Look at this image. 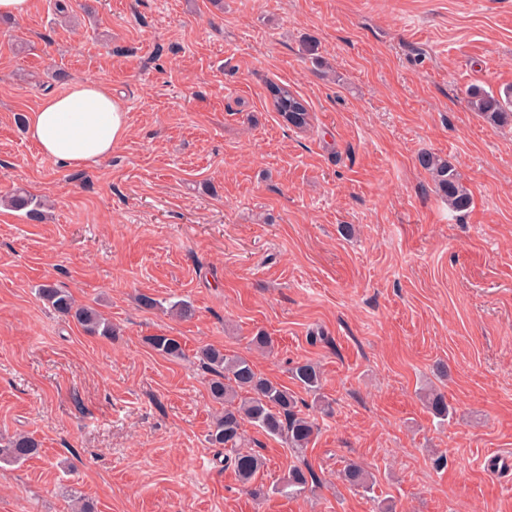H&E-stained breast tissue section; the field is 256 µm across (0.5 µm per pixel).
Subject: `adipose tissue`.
Instances as JSON below:
<instances>
[{
  "label": "adipose tissue",
  "instance_id": "adipose-tissue-1",
  "mask_svg": "<svg viewBox=\"0 0 512 512\" xmlns=\"http://www.w3.org/2000/svg\"><path fill=\"white\" fill-rule=\"evenodd\" d=\"M127 132L121 102L108 86L94 79L47 97L27 122V134L41 152L70 169L108 158Z\"/></svg>",
  "mask_w": 512,
  "mask_h": 512
}]
</instances>
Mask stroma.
Listing matches in <instances>:
<instances>
[{"label":"stroma","mask_w":512,"mask_h":512,"mask_svg":"<svg viewBox=\"0 0 512 512\" xmlns=\"http://www.w3.org/2000/svg\"><path fill=\"white\" fill-rule=\"evenodd\" d=\"M87 79L128 134L66 169L25 119ZM275 85L309 127L285 126ZM473 86L512 90V0H32L0 19V438L42 444L0 467V512H512V467L488 464L512 455V126L471 109ZM425 151L456 165L468 210L436 193ZM18 188L42 221L2 205ZM44 283L116 336L51 311ZM206 345L295 392L318 424L304 455L248 424L262 468L245 485L225 466ZM349 461L372 491L341 482ZM303 462L306 494L273 493ZM274 106L276 112L289 126L297 129L306 128L311 119V114L301 99H299L287 87L276 86L273 89ZM293 379L298 382L307 392L314 394L317 397V402L320 403V409L325 415L330 413L329 403L319 396L321 389V374L317 366L312 363L305 362L297 364L292 368Z\"/></svg>","instance_id":"stroma-1"}]
</instances>
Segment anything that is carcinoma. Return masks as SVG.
<instances>
[{
  "instance_id": "carcinoma-1",
  "label": "carcinoma",
  "mask_w": 512,
  "mask_h": 512,
  "mask_svg": "<svg viewBox=\"0 0 512 512\" xmlns=\"http://www.w3.org/2000/svg\"><path fill=\"white\" fill-rule=\"evenodd\" d=\"M276 112L288 125L306 128L311 114L301 99L286 87L273 89ZM470 104L474 111L492 124L512 122V94L501 98L490 91L473 88L469 91ZM420 166L429 173L435 190L455 211H465L471 205V195L463 184L456 167L435 153L419 155ZM9 206L25 211L34 221L43 219L42 203L22 189L16 190L8 199ZM39 299L57 314L74 319L90 335L110 338L114 330L95 308L79 306L73 297L52 284H43L37 289ZM152 347L161 354L180 358L184 355L178 338L169 335L149 337ZM199 360L205 368L215 374L210 384L213 400L224 405V412L217 418L208 434V442L228 451L224 461L233 465L240 480L249 483L263 466V461L254 454L241 451L244 422H249L268 436L282 439L288 447L301 451L311 443L317 424L298 409V400L288 388L259 375L252 361L239 354L226 353L213 347L199 351ZM293 379L307 392L317 396L322 413L329 414V404L319 396L321 374L317 366L305 362L292 368ZM428 407L433 415L446 420L452 408L444 394L434 393L428 398ZM41 443L32 435L16 434L0 444V462L21 463L39 454ZM342 481L350 487L369 491L373 488L372 475L357 463H348L340 473ZM307 471L300 466L290 468L273 492L288 497H299L308 488Z\"/></svg>"
}]
</instances>
